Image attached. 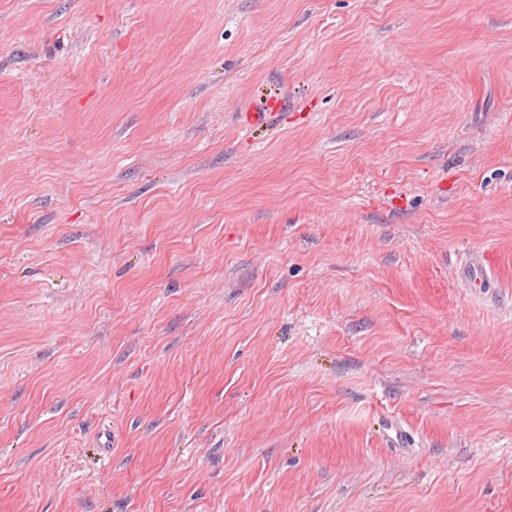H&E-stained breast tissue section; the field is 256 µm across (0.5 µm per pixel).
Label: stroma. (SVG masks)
Listing matches in <instances>:
<instances>
[{"instance_id":"35a3bbf8","label":"stroma","mask_w":512,"mask_h":512,"mask_svg":"<svg viewBox=\"0 0 512 512\" xmlns=\"http://www.w3.org/2000/svg\"><path fill=\"white\" fill-rule=\"evenodd\" d=\"M0 512H512V0H0Z\"/></svg>"}]
</instances>
